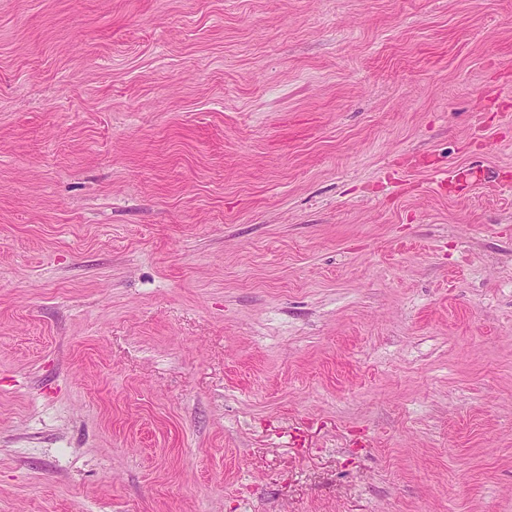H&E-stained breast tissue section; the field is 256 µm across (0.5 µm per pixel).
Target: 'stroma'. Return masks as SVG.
<instances>
[{"mask_svg": "<svg viewBox=\"0 0 512 512\" xmlns=\"http://www.w3.org/2000/svg\"><path fill=\"white\" fill-rule=\"evenodd\" d=\"M0 512H512V0H0Z\"/></svg>", "mask_w": 512, "mask_h": 512, "instance_id": "stroma-1", "label": "stroma"}]
</instances>
